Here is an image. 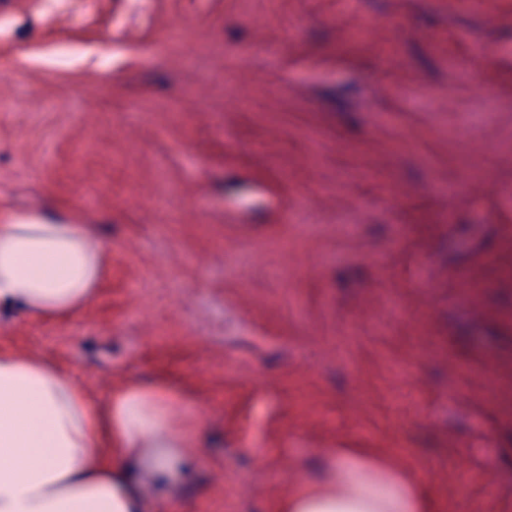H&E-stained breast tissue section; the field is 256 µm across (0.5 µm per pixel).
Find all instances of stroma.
<instances>
[{
  "label": "stroma",
  "instance_id": "35a3bbf8",
  "mask_svg": "<svg viewBox=\"0 0 512 512\" xmlns=\"http://www.w3.org/2000/svg\"><path fill=\"white\" fill-rule=\"evenodd\" d=\"M17 210L95 225L108 262L78 318L0 310V347L200 408L177 512H274L331 445L423 472L440 512L512 505V288L450 286L512 250V0H8Z\"/></svg>",
  "mask_w": 512,
  "mask_h": 512
}]
</instances>
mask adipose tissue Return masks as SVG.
Wrapping results in <instances>:
<instances>
[{"label":"adipose tissue","instance_id":"obj_1","mask_svg":"<svg viewBox=\"0 0 512 512\" xmlns=\"http://www.w3.org/2000/svg\"><path fill=\"white\" fill-rule=\"evenodd\" d=\"M106 251L88 224L17 211L0 223V309L79 316ZM198 411L165 382L95 399L50 359L0 348V512H171L200 459ZM276 512H439L417 471L371 448H322Z\"/></svg>","mask_w":512,"mask_h":512}]
</instances>
